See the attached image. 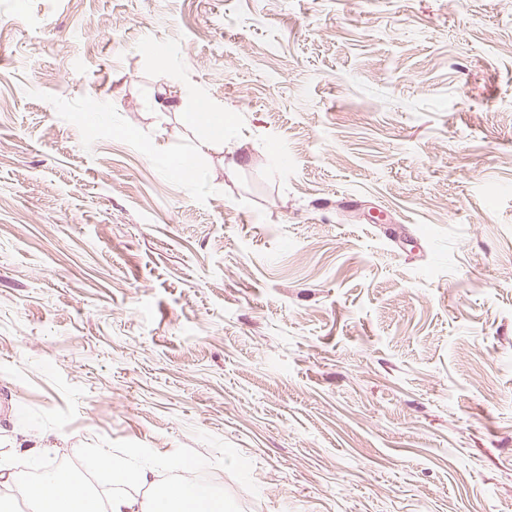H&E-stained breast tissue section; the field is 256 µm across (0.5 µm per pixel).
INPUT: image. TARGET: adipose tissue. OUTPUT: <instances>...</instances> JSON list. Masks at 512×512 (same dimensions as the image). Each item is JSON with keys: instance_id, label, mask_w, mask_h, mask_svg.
Masks as SVG:
<instances>
[{"instance_id": "1", "label": "adipose tissue", "mask_w": 512, "mask_h": 512, "mask_svg": "<svg viewBox=\"0 0 512 512\" xmlns=\"http://www.w3.org/2000/svg\"><path fill=\"white\" fill-rule=\"evenodd\" d=\"M19 490L35 503V512H99L96 499L85 484L58 470H45L40 482L20 483ZM111 512H224V499L180 482L148 496L115 498Z\"/></svg>"}]
</instances>
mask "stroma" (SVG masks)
Returning a JSON list of instances; mask_svg holds the SVG:
<instances>
[{"instance_id":"stroma-1","label":"stroma","mask_w":512,"mask_h":512,"mask_svg":"<svg viewBox=\"0 0 512 512\" xmlns=\"http://www.w3.org/2000/svg\"><path fill=\"white\" fill-rule=\"evenodd\" d=\"M33 446L224 512H512V0H0V465ZM193 120L200 121L208 127L209 140L222 143L224 140V115L222 112L193 113ZM95 463L94 468L101 474L99 477H103L102 475L111 478L119 477L120 480L135 481L146 487H150L154 483L155 468L149 463L142 462L127 468L114 464L112 457L105 450H100Z\"/></svg>"}]
</instances>
